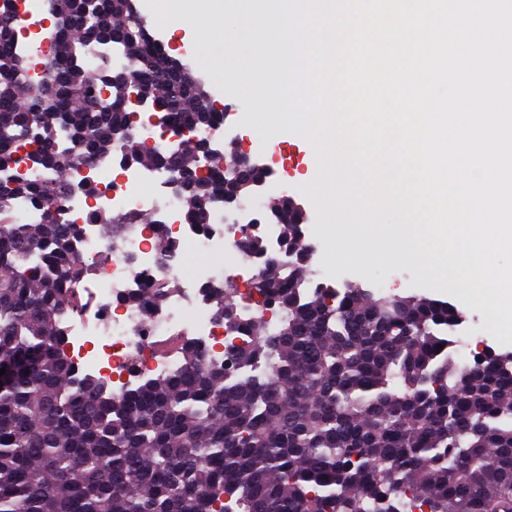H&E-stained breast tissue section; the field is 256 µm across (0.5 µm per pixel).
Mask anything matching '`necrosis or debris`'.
Instances as JSON below:
<instances>
[{"label": "necrosis or debris", "mask_w": 512, "mask_h": 512, "mask_svg": "<svg viewBox=\"0 0 512 512\" xmlns=\"http://www.w3.org/2000/svg\"><path fill=\"white\" fill-rule=\"evenodd\" d=\"M12 6L20 19L34 23L23 77L31 84L44 83L39 59L51 50L52 36L41 18L42 0H12ZM131 135L160 156L176 152L182 138L172 127L141 119L133 124ZM122 157L118 151L105 161L76 163L68 170L73 191L66 203L67 219L83 226L82 254L98 263L99 269L86 289L87 302L79 321L64 322L61 329L78 366L108 378L115 388L128 389L143 378L165 376L180 367V353L165 348L174 338L195 342L209 359L223 360L224 326L215 319L200 287L211 279L250 281L257 277L260 265L251 259L233 270L216 264L190 273L180 252L191 246L219 257L239 249L243 229L258 223L262 206L255 200L243 203L231 224L225 223L220 209L212 212L205 227L186 223L180 196L168 187L170 171L138 164L125 167ZM88 179L97 183L91 196L81 190ZM91 209L133 219V228L115 242H105L97 225L85 221ZM145 213L150 216L146 224L140 221ZM158 237L172 241L176 255L160 254L154 244ZM151 281L172 285L158 310L117 305V298Z\"/></svg>", "instance_id": "1"}]
</instances>
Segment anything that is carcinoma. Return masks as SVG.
Listing matches in <instances>:
<instances>
[{"label": "carcinoma", "mask_w": 512, "mask_h": 512, "mask_svg": "<svg viewBox=\"0 0 512 512\" xmlns=\"http://www.w3.org/2000/svg\"><path fill=\"white\" fill-rule=\"evenodd\" d=\"M51 19L59 64L42 67L50 81L33 94L17 78L19 19L0 6V171L26 150L47 174L0 180V512H498L512 501V352L461 369L448 356L457 308L306 291L310 250L287 197L270 213L294 262L258 235L242 242L266 266L249 282L260 309L244 319L232 284L202 287L226 335L247 337L224 363L184 344L179 372L116 391L66 356L60 325L96 270L65 217L74 158L123 147L126 162L177 170L185 220L198 225L262 173L237 176L201 136L169 157L117 137L133 125L120 102L135 78L183 70L128 0H58ZM158 100V120L177 127L224 122L198 81L174 77ZM19 199L40 223H16ZM89 223L110 240L130 228L100 212ZM169 291L156 282L119 302L159 304Z\"/></svg>", "instance_id": "obj_1"}]
</instances>
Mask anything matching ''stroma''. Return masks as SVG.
<instances>
[{
	"label": "stroma",
	"instance_id": "stroma-1",
	"mask_svg": "<svg viewBox=\"0 0 512 512\" xmlns=\"http://www.w3.org/2000/svg\"><path fill=\"white\" fill-rule=\"evenodd\" d=\"M132 4L169 54L186 64L190 73L205 85L214 102L227 109L229 116L224 126L227 138L238 139L242 151L260 158L269 167L268 187L261 190L260 200L271 202L268 188L275 185L283 194L304 204L308 214L306 241L316 251L322 278L339 289L357 285L384 295H429L431 276L419 272L413 258L378 257L368 250L356 256L331 255L328 224H346L350 218L342 210L330 214L318 209L299 193V185H313L318 181L313 147L308 143L298 146L286 141L269 144L266 139L267 107L272 102L269 92L259 83L233 85L219 79L220 70L249 68L257 61L249 42L250 0H231L233 32L223 44L214 46L192 37L182 41L170 35L157 19L154 0H132Z\"/></svg>",
	"mask_w": 512,
	"mask_h": 512
}]
</instances>
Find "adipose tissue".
<instances>
[{"instance_id":"ef3b65f1","label":"adipose tissue","mask_w":512,"mask_h":512,"mask_svg":"<svg viewBox=\"0 0 512 512\" xmlns=\"http://www.w3.org/2000/svg\"><path fill=\"white\" fill-rule=\"evenodd\" d=\"M158 14L171 32L212 40L230 24L226 0H159Z\"/></svg>"}]
</instances>
